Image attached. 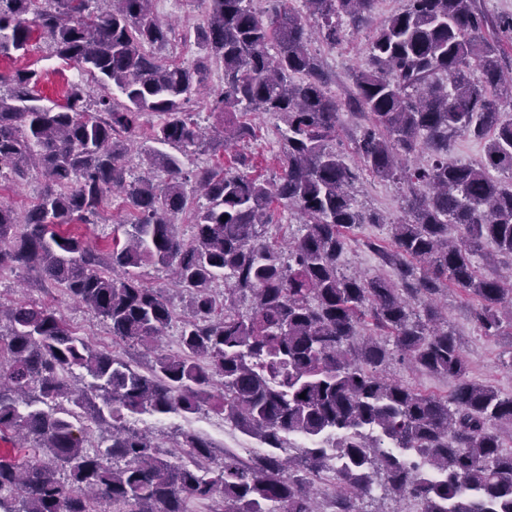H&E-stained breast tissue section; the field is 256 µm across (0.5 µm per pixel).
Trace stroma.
Here are the masks:
<instances>
[{
    "mask_svg": "<svg viewBox=\"0 0 512 512\" xmlns=\"http://www.w3.org/2000/svg\"><path fill=\"white\" fill-rule=\"evenodd\" d=\"M170 0H154L157 16L172 24V41L164 52L167 60L177 64H190L196 55L192 34L206 17V0H187L184 9L171 8ZM404 0H376L373 12L366 23L357 28H347L345 39L336 46H326L319 36H312L310 47L321 56L328 78V88L339 101H346L352 92L350 74L364 69L367 64V46L374 30L391 14L402 8ZM34 68L42 73L38 94L44 104L63 103L65 89L73 83L94 88L89 75L78 72L77 68L64 63L55 56L40 30H33L26 55L14 58H0V71L16 68ZM257 137L249 142L238 143L237 147L225 151L223 158H215L208 150L182 157L186 170L210 166L215 161L231 165L236 154L251 157L254 163L253 175L263 179L274 178L279 171L277 157L282 147L281 133L284 123L276 117L261 113L251 117ZM405 187L364 177L351 191L355 207L364 212L376 211L386 218L382 224H364L352 235L349 245L341 258L342 270L348 274L372 276L381 273L382 268L376 255L369 249V241L386 238L388 227L401 221L404 216ZM144 282L158 289L167 297L173 307L174 317L163 336L160 346L169 353L180 350L182 322L189 314L188 297L176 286L170 273L162 267L147 265L141 268ZM29 301L53 309L61 314L74 330L76 336L92 348L110 350L126 361L148 366L152 355L145 348L133 344H116L102 318L74 302L61 288L43 280L33 271L0 270V301L12 303ZM448 322L460 337L470 364L472 379L488 384L502 394L512 395V336L486 337L476 330L470 315L471 302L462 292L449 291L447 298ZM387 374L390 378L406 383L417 390L438 396L449 395L454 383L448 378L431 375L408 368L400 359H393ZM127 427L148 433L154 441L167 450H176L183 434L203 436L213 444L212 462L220 464L225 450L234 451L251 448L255 439L243 434L230 421L217 416L210 409H203L193 415L130 414L124 420Z\"/></svg>",
    "mask_w": 512,
    "mask_h": 512,
    "instance_id": "1",
    "label": "stroma"
}]
</instances>
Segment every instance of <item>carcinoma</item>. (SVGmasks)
Here are the masks:
<instances>
[{"instance_id":"obj_1","label":"carcinoma","mask_w":512,"mask_h":512,"mask_svg":"<svg viewBox=\"0 0 512 512\" xmlns=\"http://www.w3.org/2000/svg\"><path fill=\"white\" fill-rule=\"evenodd\" d=\"M91 2L45 0L41 8L39 0H0V57L27 51L32 13L55 55L100 88L93 97L73 83L64 103L44 105L38 71L0 72V176L47 182L22 214L0 203V270L40 272L103 318L113 338L155 356L140 372L92 349L52 310L0 305V325H8L0 338V434L33 450L23 466L0 461V512H97L102 501L130 512H185L189 498L210 502L213 512H321L315 484L325 472L336 480L332 512H358L356 501L372 496L378 474L419 512H512V452L495 429L512 425V396L469 377L439 300L452 288L470 296L483 336L512 329V284L476 265L492 252L512 260V181L493 177L512 174V122L500 112L512 75L503 68L508 48L483 35L512 34V16L494 21L476 0H406L389 16L368 43L367 67L353 76L347 102L368 121L358 167L332 145L342 104L309 48L308 21L314 17L322 40L336 45L345 37L338 19L360 25L375 0H305L308 17L286 0L270 13L254 0H209L191 66L154 54L172 35L154 0H109L106 9ZM213 63L223 67V85L206 105L223 130L212 149L255 138L249 114H276L286 131L274 179L253 175L243 155L232 169L215 164L186 174L177 156L159 149L187 154L203 144L187 105ZM153 114L162 121L153 126L156 146L143 145L147 173L129 181V153ZM459 132L487 139L478 166L449 157ZM422 148L429 159L419 164ZM156 171L166 179L154 182ZM365 174L408 189V217L389 225V239L370 244L392 278L341 271L354 230L385 223L357 210L348 193ZM190 181L207 205L195 212L196 232L185 243L172 217L188 209ZM111 191L124 195L131 214L124 240L97 248L62 230L91 223ZM275 201L301 217L286 254L266 241ZM146 264L171 269L190 297L178 354L159 349L173 310L135 273ZM367 321L371 336L360 334ZM394 351L453 380L454 390L437 397L390 379ZM77 369L92 377L103 406L71 388L67 375ZM204 407L273 452L245 459L226 450L219 466L206 469L207 439L183 435L188 460L173 461L150 435L122 425L124 410ZM89 415L107 426L92 448L84 447ZM295 432L344 436L348 466L336 471L323 448L275 453ZM389 445L415 449L424 465H407Z\"/></svg>"}]
</instances>
